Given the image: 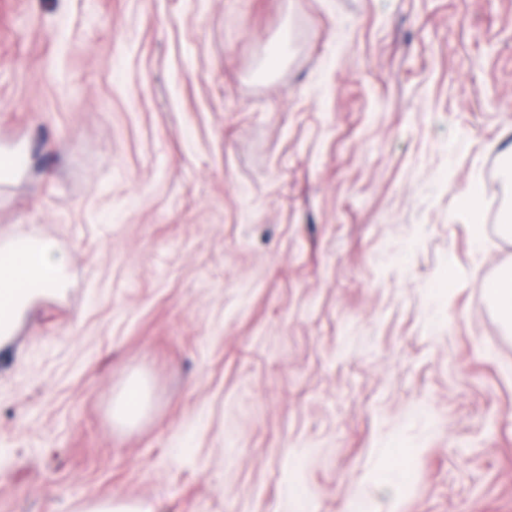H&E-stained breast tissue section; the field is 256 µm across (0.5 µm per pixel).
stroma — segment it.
Masks as SVG:
<instances>
[{
  "instance_id": "obj_1",
  "label": "stroma",
  "mask_w": 512,
  "mask_h": 512,
  "mask_svg": "<svg viewBox=\"0 0 512 512\" xmlns=\"http://www.w3.org/2000/svg\"><path fill=\"white\" fill-rule=\"evenodd\" d=\"M510 145L512 0H0V512H512ZM30 241H42V246L35 252L21 251L10 260L0 264V312L7 309L13 313L26 302L24 295L18 303L13 302V295L18 290L32 284L43 288L62 291L67 287V261L52 243L33 238ZM489 294L494 302L501 321L512 326V271L502 274L489 288ZM138 389V401L134 408L126 402V391L115 400L112 405V418L119 423L133 425L148 408L147 391L143 385L135 386ZM84 512H154L152 504L145 500L114 501L91 500Z\"/></svg>"
}]
</instances>
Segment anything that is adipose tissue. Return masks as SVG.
I'll list each match as a JSON object with an SVG mask.
<instances>
[{
	"instance_id": "adipose-tissue-1",
	"label": "adipose tissue",
	"mask_w": 512,
	"mask_h": 512,
	"mask_svg": "<svg viewBox=\"0 0 512 512\" xmlns=\"http://www.w3.org/2000/svg\"><path fill=\"white\" fill-rule=\"evenodd\" d=\"M32 284L55 291L64 290L68 284L67 261L50 242L0 263V312L13 308L14 294Z\"/></svg>"
}]
</instances>
